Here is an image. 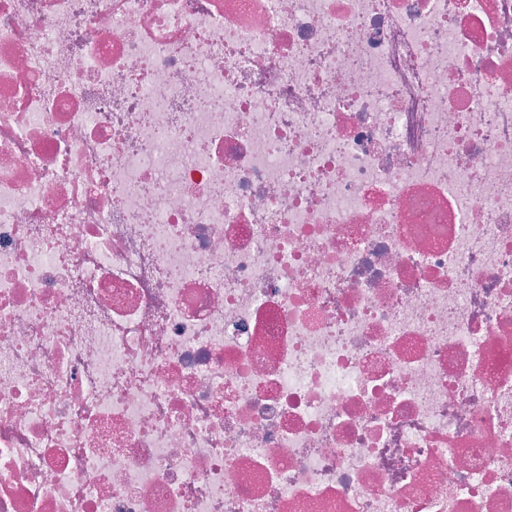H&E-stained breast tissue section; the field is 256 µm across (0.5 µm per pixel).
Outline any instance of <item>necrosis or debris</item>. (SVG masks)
Masks as SVG:
<instances>
[{"label": "necrosis or debris", "instance_id": "necrosis-or-debris-1", "mask_svg": "<svg viewBox=\"0 0 512 512\" xmlns=\"http://www.w3.org/2000/svg\"><path fill=\"white\" fill-rule=\"evenodd\" d=\"M0 512H512V0H0Z\"/></svg>", "mask_w": 512, "mask_h": 512}]
</instances>
